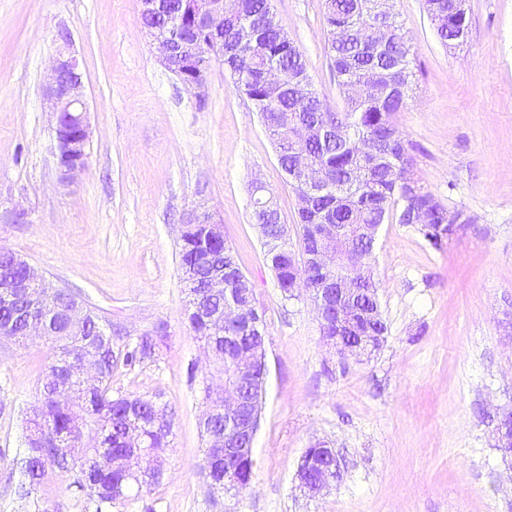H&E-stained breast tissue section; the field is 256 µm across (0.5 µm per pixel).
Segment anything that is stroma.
<instances>
[{
  "mask_svg": "<svg viewBox=\"0 0 512 512\" xmlns=\"http://www.w3.org/2000/svg\"><path fill=\"white\" fill-rule=\"evenodd\" d=\"M315 89L342 106L323 0H272ZM467 39L443 46L423 0H393L413 39L416 88L398 128L422 185L471 216L433 248L417 225H382L372 255L387 325L379 349L344 356L322 340L310 299L284 297L253 219L252 186L273 196L290 239L298 200L257 112L214 59L196 98L156 57L140 0H0V249L39 268L112 324L113 349L156 328L151 354L112 373L116 395L172 415L158 484L112 512H512V461L496 446L512 408V0H466ZM82 62L89 166L62 186L44 100L59 32ZM23 209L25 223L5 212ZM220 221L266 324L269 374L250 486L200 475L204 388L224 378L185 321L180 224ZM52 353L0 344V512H92L73 475L47 469L19 489L25 414ZM335 449L341 477L308 495L305 449Z\"/></svg>",
  "mask_w": 512,
  "mask_h": 512,
  "instance_id": "stroma-1",
  "label": "stroma"
}]
</instances>
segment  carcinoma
<instances>
[{
    "label": "carcinoma",
    "mask_w": 512,
    "mask_h": 512,
    "mask_svg": "<svg viewBox=\"0 0 512 512\" xmlns=\"http://www.w3.org/2000/svg\"><path fill=\"white\" fill-rule=\"evenodd\" d=\"M377 2L323 0L328 57L343 97V108L336 112L322 98L318 99L316 109L299 112L287 88H272L264 81L262 71L269 64L279 66L288 82L297 77L310 79L307 62L277 19L271 0H229L224 6V68L238 92L260 113L274 141L281 170L286 174L302 162L318 161L335 177V189L316 198L308 210L297 212L298 250L287 248L265 254L279 288L286 294L304 279L305 254L310 246L309 225L325 219L352 227L390 221L408 224L416 219L425 239L433 247H441L436 238L448 223V207L415 178L414 159L395 121L412 91V37L396 21L393 40L383 46L376 45L373 18ZM424 5L439 40L444 44L456 42L460 28L468 26L467 12L457 11L460 0H424ZM352 83L361 85L366 94L350 97L347 86ZM286 112L318 128L331 123L344 125L349 135L336 139L322 134L308 142L305 154L300 155L288 146V132L280 124V117ZM357 137L373 145L392 142L394 146L379 153L378 162L372 164L354 149L353 141ZM253 206L256 223L268 225L269 236L282 233L284 220L271 199L256 197ZM202 253L224 259V268L230 271L238 266L226 241L200 225L181 241L179 254L181 267H197V280L202 285L210 275V267L198 263ZM0 267L21 279L29 275L28 268L14 263L10 253L0 252ZM365 302L368 310L375 311L370 322L372 333L384 335L386 324L378 291H373ZM186 318L193 336L203 341L208 353L224 364V373H232L235 354L249 342L248 334L235 326L213 328L189 305ZM79 337L61 317H54L47 335L52 344L51 362L64 360L68 347ZM120 358L131 366L137 360V352L105 353L100 362L98 389L74 394L80 403L77 414L55 406L48 400L47 388L40 389L39 423L46 432L57 436L70 434L79 415L86 423L87 440L64 449L26 447L24 456L17 460L22 488L38 485L46 469L55 468L74 474V483L88 492L95 512H111L112 505L128 498L126 489L142 469L150 464L158 466V458L169 444V433L154 437L151 458L146 460L133 455L126 447L132 411L150 419L156 413L157 403L146 395L112 394V373ZM201 471L210 483L238 492L245 490L252 478L250 462L243 460L228 465L217 455V449L210 446L204 449Z\"/></svg>",
    "instance_id": "cac0c4a2"
}]
</instances>
